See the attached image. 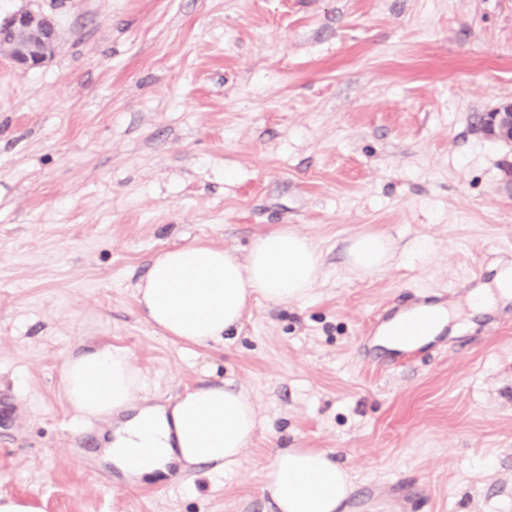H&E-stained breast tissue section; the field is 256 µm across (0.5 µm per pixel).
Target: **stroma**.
Masks as SVG:
<instances>
[{"mask_svg":"<svg viewBox=\"0 0 512 512\" xmlns=\"http://www.w3.org/2000/svg\"><path fill=\"white\" fill-rule=\"evenodd\" d=\"M53 16V60L0 52V496L36 512H274L278 448L355 477L344 512H512V327L483 333L467 282L512 272V0H0ZM288 226L325 269L311 295L252 301L223 344L162 337L137 307L151 258L247 257ZM388 238L379 273L346 267ZM427 292L447 344L386 372L357 353L380 309ZM126 351L161 404L225 383L259 427L237 470L132 481L66 402L67 358ZM483 134L490 140L512 146V101H502L480 118ZM391 257V242L380 235L356 238L347 249L350 270L363 274L382 270Z\"/></svg>","mask_w":512,"mask_h":512,"instance_id":"obj_1","label":"stroma"}]
</instances>
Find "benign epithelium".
<instances>
[{
	"label": "benign epithelium",
	"instance_id": "benign-epithelium-1",
	"mask_svg": "<svg viewBox=\"0 0 512 512\" xmlns=\"http://www.w3.org/2000/svg\"><path fill=\"white\" fill-rule=\"evenodd\" d=\"M11 42L9 59L15 67L38 69L55 55L58 30L53 18L41 10L25 8L0 18V41ZM480 126L490 140L512 146V101H502L482 114Z\"/></svg>",
	"mask_w": 512,
	"mask_h": 512
}]
</instances>
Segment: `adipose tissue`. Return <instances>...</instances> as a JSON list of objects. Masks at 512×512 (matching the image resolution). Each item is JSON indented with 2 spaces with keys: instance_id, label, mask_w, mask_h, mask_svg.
I'll list each match as a JSON object with an SVG mask.
<instances>
[{
  "instance_id": "1",
  "label": "adipose tissue",
  "mask_w": 512,
  "mask_h": 512,
  "mask_svg": "<svg viewBox=\"0 0 512 512\" xmlns=\"http://www.w3.org/2000/svg\"><path fill=\"white\" fill-rule=\"evenodd\" d=\"M391 257V243L380 235L356 238L347 250L351 271L363 274L382 270ZM324 274L311 238L282 227L259 237L244 261L231 250L202 244L151 258L137 302L142 318L163 336L207 346L223 343L254 298L276 305L302 300ZM62 384L81 417L121 416L107 455L133 477L164 471L170 463L231 471L258 426L249 395L222 385L194 389L161 406L144 401L146 384L128 353L109 346L68 358ZM131 448L149 454L133 463ZM264 489L277 512H340L353 478L325 451L279 448L265 470Z\"/></svg>"
}]
</instances>
